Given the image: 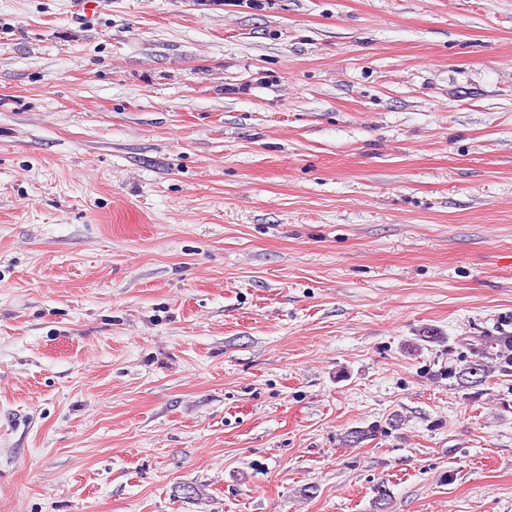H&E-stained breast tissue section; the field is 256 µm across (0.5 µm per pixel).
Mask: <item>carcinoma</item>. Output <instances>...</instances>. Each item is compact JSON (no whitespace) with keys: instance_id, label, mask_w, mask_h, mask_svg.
I'll list each match as a JSON object with an SVG mask.
<instances>
[{"instance_id":"carcinoma-1","label":"carcinoma","mask_w":512,"mask_h":512,"mask_svg":"<svg viewBox=\"0 0 512 512\" xmlns=\"http://www.w3.org/2000/svg\"><path fill=\"white\" fill-rule=\"evenodd\" d=\"M512 335L477 336L473 359L448 366V378L463 391L476 390L496 375H512Z\"/></svg>"}]
</instances>
